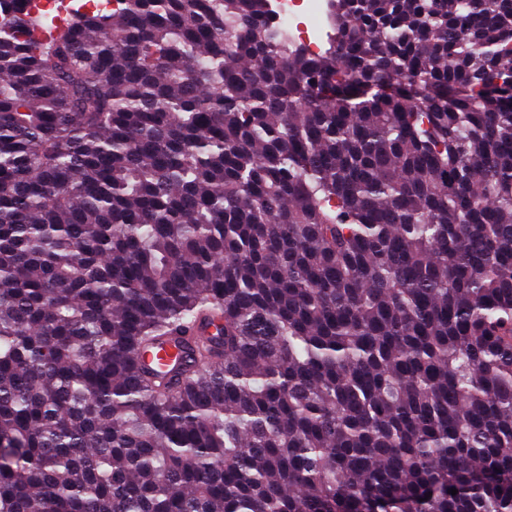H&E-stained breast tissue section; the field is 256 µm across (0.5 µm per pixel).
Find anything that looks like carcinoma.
<instances>
[{
    "instance_id": "cac0c4a2",
    "label": "carcinoma",
    "mask_w": 512,
    "mask_h": 512,
    "mask_svg": "<svg viewBox=\"0 0 512 512\" xmlns=\"http://www.w3.org/2000/svg\"><path fill=\"white\" fill-rule=\"evenodd\" d=\"M39 2L0 0V512H512V0H327L315 55L270 0ZM137 359L145 370L163 371L172 375L181 370L185 353L178 344L165 340L152 349L138 352Z\"/></svg>"
}]
</instances>
